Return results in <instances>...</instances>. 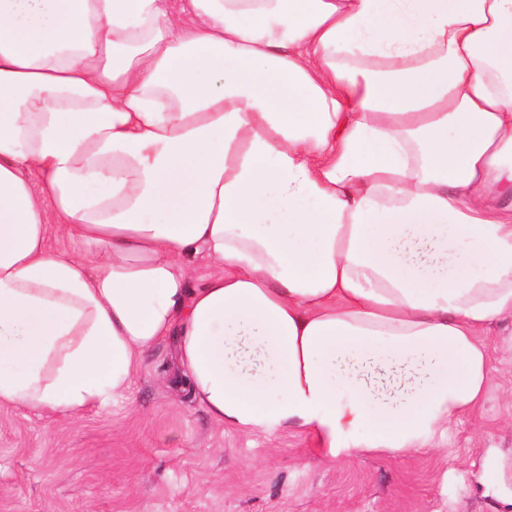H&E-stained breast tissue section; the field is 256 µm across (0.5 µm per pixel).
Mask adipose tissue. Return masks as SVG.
I'll return each instance as SVG.
<instances>
[{"mask_svg":"<svg viewBox=\"0 0 512 512\" xmlns=\"http://www.w3.org/2000/svg\"><path fill=\"white\" fill-rule=\"evenodd\" d=\"M492 196L512 0H0V405L106 408L173 336L217 424L429 452L512 319Z\"/></svg>","mask_w":512,"mask_h":512,"instance_id":"adipose-tissue-1","label":"adipose tissue"}]
</instances>
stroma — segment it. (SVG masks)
<instances>
[{
  "instance_id": "35a3bbf8",
  "label": "stroma",
  "mask_w": 512,
  "mask_h": 512,
  "mask_svg": "<svg viewBox=\"0 0 512 512\" xmlns=\"http://www.w3.org/2000/svg\"><path fill=\"white\" fill-rule=\"evenodd\" d=\"M485 342L486 399L434 451L327 463L304 433L213 422L166 337L107 408L0 406V512H512V322Z\"/></svg>"
}]
</instances>
